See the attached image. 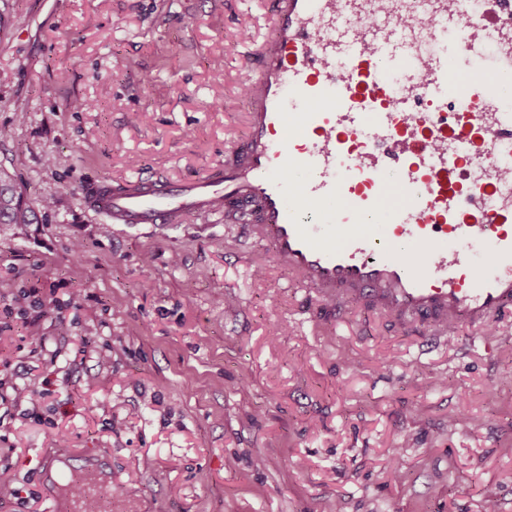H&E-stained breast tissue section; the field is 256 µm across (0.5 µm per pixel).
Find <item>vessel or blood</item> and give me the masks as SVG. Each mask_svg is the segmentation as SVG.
<instances>
[{"label": "vessel or blood", "instance_id": "b4317fda", "mask_svg": "<svg viewBox=\"0 0 512 512\" xmlns=\"http://www.w3.org/2000/svg\"><path fill=\"white\" fill-rule=\"evenodd\" d=\"M243 58L247 130L191 181L89 185L111 224L165 228L243 214V238L316 302L353 300L438 341L512 318V0L464 19L459 0H270ZM496 67L478 63L488 48ZM484 244L489 264L469 249ZM68 512H120L97 466L61 475Z\"/></svg>", "mask_w": 512, "mask_h": 512}]
</instances>
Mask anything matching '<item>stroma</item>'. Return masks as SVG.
Masks as SVG:
<instances>
[{"label":"stroma","mask_w":512,"mask_h":512,"mask_svg":"<svg viewBox=\"0 0 512 512\" xmlns=\"http://www.w3.org/2000/svg\"><path fill=\"white\" fill-rule=\"evenodd\" d=\"M243 25L261 44L268 0H0V168L31 209L0 227V512H53L77 457L125 512H512V323L427 345L362 302L312 317L238 225L84 210L91 181L223 163Z\"/></svg>","instance_id":"1"}]
</instances>
